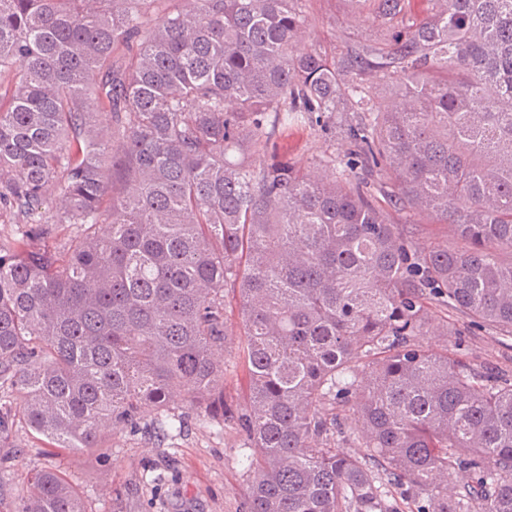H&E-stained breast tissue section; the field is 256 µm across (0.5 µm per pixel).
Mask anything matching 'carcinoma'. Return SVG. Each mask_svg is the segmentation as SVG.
Masks as SVG:
<instances>
[{
    "mask_svg": "<svg viewBox=\"0 0 512 512\" xmlns=\"http://www.w3.org/2000/svg\"><path fill=\"white\" fill-rule=\"evenodd\" d=\"M311 2L0 0V208L69 229L0 237L1 471L19 428L179 435L178 397L239 423L248 512H512V376L417 343L434 300L512 337V0H342L373 35L330 51ZM318 126L350 157L279 153ZM15 512L87 510L46 466ZM226 331L228 336L224 351V402L242 407L249 393L250 378L247 371L237 364L240 326L234 303L233 308H227Z\"/></svg>",
    "mask_w": 512,
    "mask_h": 512,
    "instance_id": "carcinoma-1",
    "label": "carcinoma"
}]
</instances>
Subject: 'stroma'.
Masks as SVG:
<instances>
[{
	"mask_svg": "<svg viewBox=\"0 0 512 512\" xmlns=\"http://www.w3.org/2000/svg\"><path fill=\"white\" fill-rule=\"evenodd\" d=\"M312 8L327 26L310 30V44H328L335 32L370 37L362 18L344 11L340 0H313ZM456 331L448 345L472 366L512 375V338L497 336L489 327L473 326L469 318L449 311ZM224 351V400L243 405L250 378L237 363L240 335L238 314L228 308ZM146 409L137 431L112 435L108 448L95 453H60L34 438L27 429L14 435L21 450L13 468L0 472V512H14L28 488L33 470L51 466L65 476L84 499L87 512H112L115 493H124V512H246L251 476L240 464L243 434L235 422L216 431L197 410L189 411L181 435L163 438L150 427L156 418Z\"/></svg>",
	"mask_w": 512,
	"mask_h": 512,
	"instance_id": "obj_1",
	"label": "stroma"
}]
</instances>
